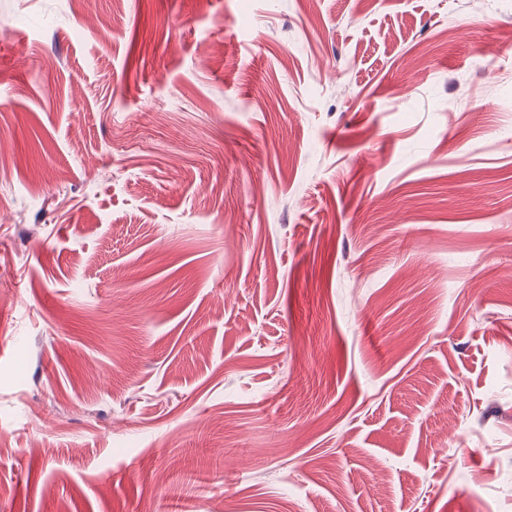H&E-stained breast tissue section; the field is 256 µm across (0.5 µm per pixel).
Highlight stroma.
<instances>
[{"label":"stroma","instance_id":"35a3bbf8","mask_svg":"<svg viewBox=\"0 0 512 512\" xmlns=\"http://www.w3.org/2000/svg\"><path fill=\"white\" fill-rule=\"evenodd\" d=\"M0 512H512V0H0Z\"/></svg>","mask_w":512,"mask_h":512}]
</instances>
